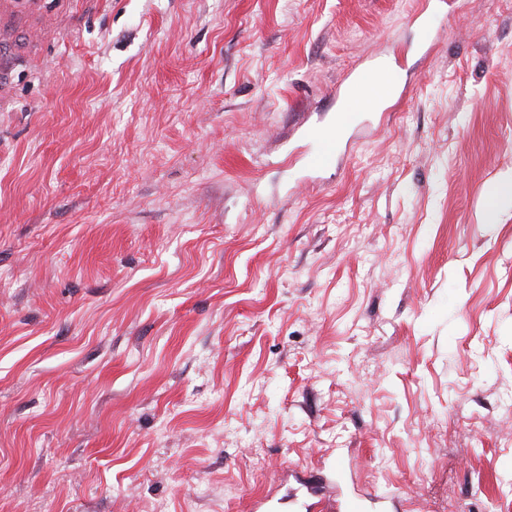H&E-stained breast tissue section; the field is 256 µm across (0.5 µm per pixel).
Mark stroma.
Listing matches in <instances>:
<instances>
[{
  "mask_svg": "<svg viewBox=\"0 0 512 512\" xmlns=\"http://www.w3.org/2000/svg\"><path fill=\"white\" fill-rule=\"evenodd\" d=\"M43 0L0 81V512H512V0ZM398 98L311 170L363 55ZM487 224H502L512 217V170L500 173L487 184L482 194Z\"/></svg>",
  "mask_w": 512,
  "mask_h": 512,
  "instance_id": "35a3bbf8",
  "label": "stroma"
}]
</instances>
